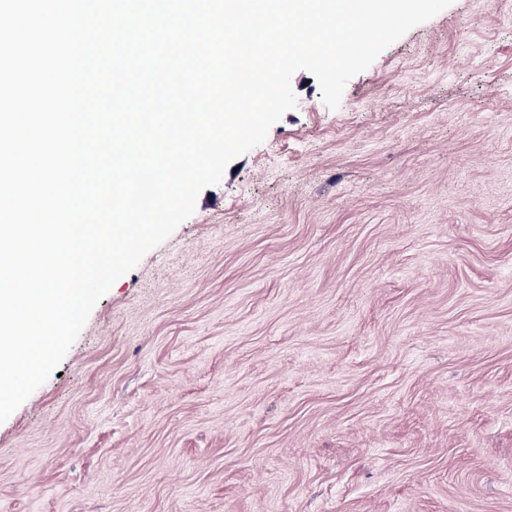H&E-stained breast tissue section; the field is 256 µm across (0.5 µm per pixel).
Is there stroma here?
Masks as SVG:
<instances>
[{
    "label": "stroma",
    "mask_w": 512,
    "mask_h": 512,
    "mask_svg": "<svg viewBox=\"0 0 512 512\" xmlns=\"http://www.w3.org/2000/svg\"><path fill=\"white\" fill-rule=\"evenodd\" d=\"M292 87L0 423V512H512V0Z\"/></svg>",
    "instance_id": "35a3bbf8"
}]
</instances>
